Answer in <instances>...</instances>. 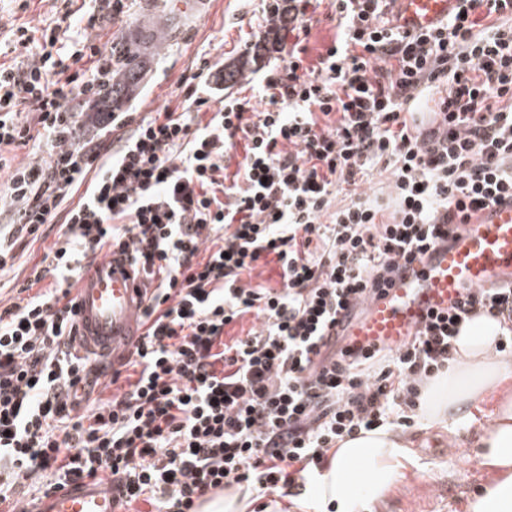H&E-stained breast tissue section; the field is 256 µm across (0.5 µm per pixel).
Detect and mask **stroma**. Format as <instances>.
I'll use <instances>...</instances> for the list:
<instances>
[{
    "label": "stroma",
    "instance_id": "stroma-1",
    "mask_svg": "<svg viewBox=\"0 0 512 512\" xmlns=\"http://www.w3.org/2000/svg\"><path fill=\"white\" fill-rule=\"evenodd\" d=\"M55 12L54 0H31L24 10L16 0H0V26L25 23L39 28L50 22ZM166 25L172 27V37L159 55L146 58L141 84L124 104V111L143 115L166 106L179 108L177 80L201 55L221 68L241 57H252L244 77L224 89L228 95L252 96L250 78L281 65L284 47L294 40L293 34L284 31L277 35L267 26L264 0H178L173 13L148 6L146 0H132L128 16L103 26L101 35L127 33L147 41ZM55 240L51 233L17 247L12 272L0 280V305L20 301L33 266ZM507 392L512 394V377L478 403L462 407L446 425L429 428L420 423L405 430L406 438L418 435L426 444L451 445L455 451L439 456L410 452L411 464L403 478L369 505L368 512H466L469 498L488 477L476 459L477 440Z\"/></svg>",
    "mask_w": 512,
    "mask_h": 512
}]
</instances>
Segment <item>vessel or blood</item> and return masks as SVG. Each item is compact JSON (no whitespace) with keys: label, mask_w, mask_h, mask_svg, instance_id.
I'll return each mask as SVG.
<instances>
[{"label":"vessel or blood","mask_w":512,"mask_h":512,"mask_svg":"<svg viewBox=\"0 0 512 512\" xmlns=\"http://www.w3.org/2000/svg\"><path fill=\"white\" fill-rule=\"evenodd\" d=\"M400 23L416 31L446 17L457 0H401ZM512 284V200L482 209L448 243H436L405 263L401 276L356 316L340 313L336 333L355 350L397 349L410 341L429 315L447 310L469 289ZM145 290L126 255L95 263L76 288V331L89 367L101 355L125 348L138 336L137 312ZM30 512H116L112 493L96 487L67 488Z\"/></svg>","instance_id":"obj_1"}]
</instances>
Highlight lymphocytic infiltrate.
I'll list each match as a JSON object with an SVG mask.
<instances>
[{
    "mask_svg": "<svg viewBox=\"0 0 512 512\" xmlns=\"http://www.w3.org/2000/svg\"><path fill=\"white\" fill-rule=\"evenodd\" d=\"M33 33L0 38V171L11 216L0 277L17 241L60 234L32 268L37 291L0 310V506L22 512L25 482L44 492L110 483L117 508L197 512L217 487L304 496L339 441L414 426L419 388L447 368L461 325L485 314L512 353V287L467 291L395 350L360 354L326 336L403 261L448 239L488 203L512 198V0H459L411 32L392 0H332L336 36L315 64L302 37L309 0H268L298 39L259 102L228 98L208 58L178 86L179 112H97L130 126L118 146L85 138L77 105L98 102L112 48L92 32L128 0H93ZM427 102L429 111L412 107ZM209 112L194 125L191 113ZM31 112L35 123L21 118ZM28 157L15 161L14 150ZM243 157H236V150ZM388 173L392 212L358 193ZM76 205L67 200L75 188ZM349 201L335 207L338 194ZM154 282L127 386L86 409L74 348L73 286L111 249ZM273 259L280 285L251 284ZM53 285L42 288L45 278ZM253 315L257 327L225 338Z\"/></svg>",
    "mask_w": 512,
    "mask_h": 512,
    "instance_id": "f902f5d3",
    "label": "lymphocytic infiltrate"
}]
</instances>
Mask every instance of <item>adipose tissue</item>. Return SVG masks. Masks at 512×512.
<instances>
[{
  "mask_svg": "<svg viewBox=\"0 0 512 512\" xmlns=\"http://www.w3.org/2000/svg\"><path fill=\"white\" fill-rule=\"evenodd\" d=\"M499 325L478 316L463 326L447 372L421 389L419 415L429 427L445 424L466 404L506 381L512 363L495 351ZM407 440L392 430L361 432L340 441L318 480L317 498L336 512H363L403 478ZM481 466L490 474L469 499L467 512H512V395L505 397L477 442Z\"/></svg>",
  "mask_w": 512,
  "mask_h": 512,
  "instance_id": "adipose-tissue-1",
  "label": "adipose tissue"
}]
</instances>
